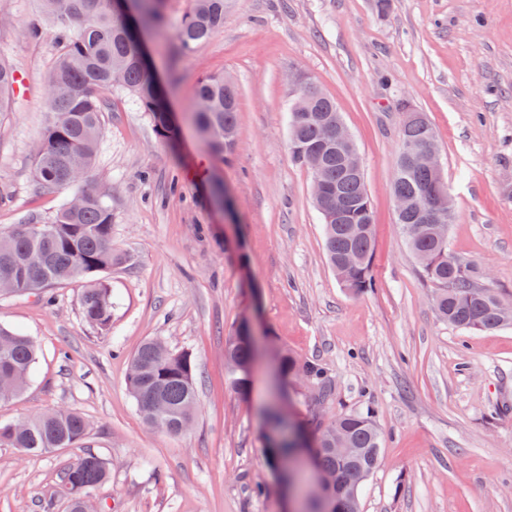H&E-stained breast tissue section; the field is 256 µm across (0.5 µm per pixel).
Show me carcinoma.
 I'll list each match as a JSON object with an SVG mask.
<instances>
[{"instance_id":"1","label":"carcinoma","mask_w":512,"mask_h":512,"mask_svg":"<svg viewBox=\"0 0 512 512\" xmlns=\"http://www.w3.org/2000/svg\"><path fill=\"white\" fill-rule=\"evenodd\" d=\"M45 21L57 27V52L47 74L49 89L46 126L39 146L34 177L47 192L72 191L76 206L62 204L45 224H18L0 231V285L23 292L82 280L85 320L106 330L112 319V288L100 274L122 264L125 255L112 243V206L91 186L95 158L103 131V112L112 91L129 93L148 113L157 134L170 132L156 78L144 62L135 29L114 0H41ZM165 21V0H139V25L160 28ZM224 25V0H194L175 33L177 46L187 50L206 41ZM10 64L0 60V113L9 111ZM195 122L210 150L232 155L237 141V93L222 75L209 76L197 88ZM313 107L329 119L341 117L325 93ZM289 118L288 151L292 162L308 169L320 183L326 199H313L321 214L327 259L331 267L347 260L340 282L353 294L372 287L375 230L364 175L344 167L336 145L327 142L323 123L312 112H302L293 100ZM416 122H403L393 194L416 197L430 188L434 175L412 167L409 156L436 144L425 113ZM453 214L440 219L441 235L414 238L410 223L397 217L422 277L438 285L433 297L437 315L448 325L468 332H490L512 325V304L493 289L478 285L481 273L448 252V228ZM35 341L19 330L0 325V401L20 394L37 359ZM228 374L242 387L251 371V344L230 337L225 346ZM127 384L145 425L178 435L192 424L196 413V363L186 351L168 349L161 341H144L131 359ZM87 421L78 412L56 409L0 425V445L25 453L68 448L80 442ZM349 441L353 454L336 455V436ZM319 466L338 476L340 490H331L333 512H360L362 482L377 468L382 435L369 411H354L318 425ZM109 478V464L86 453L67 466L62 483L100 488Z\"/></svg>"}]
</instances>
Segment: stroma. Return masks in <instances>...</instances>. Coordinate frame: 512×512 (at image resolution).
Listing matches in <instances>:
<instances>
[{
    "label": "stroma",
    "mask_w": 512,
    "mask_h": 512,
    "mask_svg": "<svg viewBox=\"0 0 512 512\" xmlns=\"http://www.w3.org/2000/svg\"><path fill=\"white\" fill-rule=\"evenodd\" d=\"M192 0H168L149 36L168 80L175 139L117 91L95 163L126 260L108 279L105 331L81 313L83 284L0 293V324L39 347L34 374L0 401V424L57 408L83 414L82 441L38 455L0 446V512H68L65 467L92 452L110 464L94 512H290L268 463L261 409L276 395L278 353L321 365L331 395L303 375L283 413L330 422L372 410L384 436L361 512H512V326H448L434 312L396 222L402 108L426 113L456 221L448 250L512 301V0H227L224 26L180 53ZM39 0H0V56L28 94L0 114V230L41 224L64 196L40 190L35 154L48 124L52 34L28 37ZM314 79L355 139L375 220L373 288L341 287L325 255L312 175L288 152L291 76ZM238 89V145L212 154L191 114L198 83ZM250 320L257 350L247 393L227 381L224 347ZM149 338L192 354V428L149 430L128 391V361Z\"/></svg>",
    "instance_id": "obj_1"
}]
</instances>
